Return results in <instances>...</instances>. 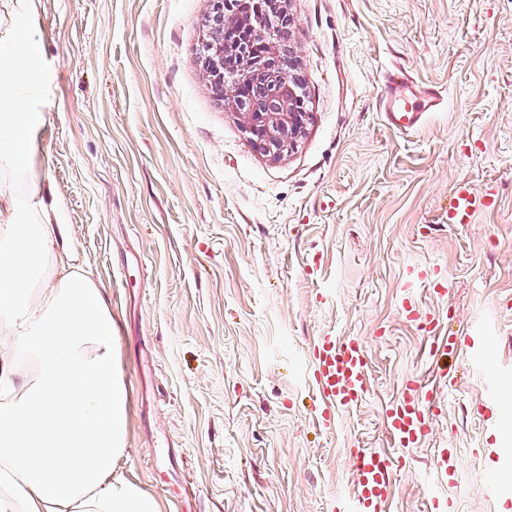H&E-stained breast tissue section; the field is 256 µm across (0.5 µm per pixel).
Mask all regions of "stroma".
<instances>
[{
    "mask_svg": "<svg viewBox=\"0 0 512 512\" xmlns=\"http://www.w3.org/2000/svg\"><path fill=\"white\" fill-rule=\"evenodd\" d=\"M286 47L310 117L297 148L267 157L197 57L211 0H38L48 93L37 161L72 258L112 308L128 386L127 478L165 512H335L350 451H391L380 415L410 374L455 380L434 433L402 450L387 512H500L512 491V420L474 411L489 381L462 356L430 362L399 308L407 267L446 290L415 294L439 335L493 337L512 373V0H285ZM402 69L442 103L400 132L379 110ZM460 178L495 183L500 206L447 226ZM368 345L366 400L325 429L308 350ZM456 449L440 485L438 449ZM441 280V268L435 265L414 266L406 274L404 288H412L413 283L425 286L432 281H435L436 285H439Z\"/></svg>",
    "mask_w": 512,
    "mask_h": 512,
    "instance_id": "35a3bbf8",
    "label": "stroma"
}]
</instances>
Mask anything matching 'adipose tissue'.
<instances>
[{
  "label": "adipose tissue",
  "instance_id": "ef3b65f1",
  "mask_svg": "<svg viewBox=\"0 0 512 512\" xmlns=\"http://www.w3.org/2000/svg\"><path fill=\"white\" fill-rule=\"evenodd\" d=\"M36 0L0 5V512H162L117 470L127 451L129 392L116 323L85 271L60 264L51 288L32 281L57 242L41 192L37 133L41 43ZM25 351L27 370L13 354Z\"/></svg>",
  "mask_w": 512,
  "mask_h": 512
}]
</instances>
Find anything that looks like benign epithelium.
Instances as JSON below:
<instances>
[{
    "label": "benign epithelium",
    "instance_id": "obj_1",
    "mask_svg": "<svg viewBox=\"0 0 512 512\" xmlns=\"http://www.w3.org/2000/svg\"><path fill=\"white\" fill-rule=\"evenodd\" d=\"M260 40L271 48L270 54L256 57L251 43ZM275 21L269 17L251 26V35L238 45L234 54L239 64L234 73L218 72L210 76L215 88L225 100L236 104L245 84L260 75H272L265 82V91L249 107L237 112L242 128L267 156L277 159L297 147L305 133L309 113L306 112V92L294 84L293 66L284 63L275 48Z\"/></svg>",
    "mask_w": 512,
    "mask_h": 512
}]
</instances>
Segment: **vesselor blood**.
Returning a JSON list of instances; mask_svg holds the SVG:
<instances>
[{
  "instance_id": "b4317fda",
  "label": "vessel or blood",
  "mask_w": 512,
  "mask_h": 512,
  "mask_svg": "<svg viewBox=\"0 0 512 512\" xmlns=\"http://www.w3.org/2000/svg\"><path fill=\"white\" fill-rule=\"evenodd\" d=\"M384 92L380 110L387 123L396 130L417 128L426 112L441 103L436 90L424 91L410 86L401 70H392L383 78ZM453 201L448 208L452 225L474 223L478 215L494 211L500 204L493 184L476 185L462 178L452 188ZM440 268L434 265L412 267L405 278V287L438 282ZM401 315L407 322L422 321L427 340L428 357L444 351L465 350L475 368H483L487 346L483 336L474 331L437 335L435 313H423L412 300L403 302ZM313 366L315 395L319 403L317 422L330 427L337 411L360 405L368 392V353L365 343L354 336H321L309 351ZM450 392L445 381L431 382L407 377L400 394L383 411L382 425L395 447L412 448L432 433L433 420L441 416ZM402 457L386 452L354 449L351 455L352 493L339 512H385L392 499L394 475L402 468Z\"/></svg>"
}]
</instances>
